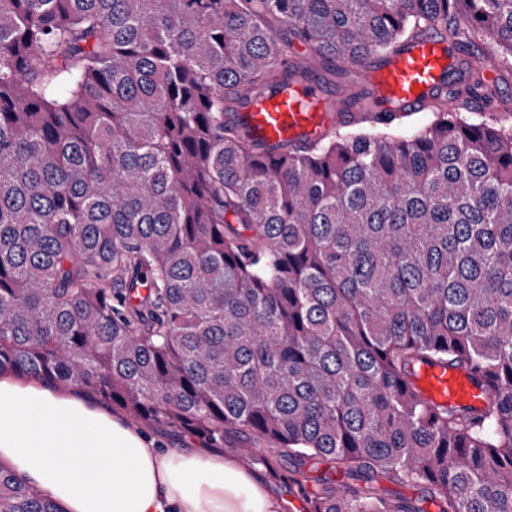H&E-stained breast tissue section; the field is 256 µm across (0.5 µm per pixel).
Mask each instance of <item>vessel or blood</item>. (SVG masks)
Wrapping results in <instances>:
<instances>
[{
  "mask_svg": "<svg viewBox=\"0 0 512 512\" xmlns=\"http://www.w3.org/2000/svg\"><path fill=\"white\" fill-rule=\"evenodd\" d=\"M454 61L447 44L433 36L409 42L378 64L367 65L371 100L382 112L420 109L434 96L444 94ZM354 117L353 108L321 85L292 82L254 100L244 111L226 113L224 121L246 124L252 138L275 146L317 139ZM410 382L422 399L435 406L478 409L483 405L484 388L458 367L423 363L413 371Z\"/></svg>",
  "mask_w": 512,
  "mask_h": 512,
  "instance_id": "b4317fda",
  "label": "vessel or blood"
}]
</instances>
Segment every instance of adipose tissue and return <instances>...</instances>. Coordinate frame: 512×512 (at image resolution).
<instances>
[{
    "label": "adipose tissue",
    "instance_id": "ef3b65f1",
    "mask_svg": "<svg viewBox=\"0 0 512 512\" xmlns=\"http://www.w3.org/2000/svg\"><path fill=\"white\" fill-rule=\"evenodd\" d=\"M0 466L62 512H280L261 477L208 448H160L75 389L0 376Z\"/></svg>",
    "mask_w": 512,
    "mask_h": 512
}]
</instances>
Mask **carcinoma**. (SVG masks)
<instances>
[{"mask_svg":"<svg viewBox=\"0 0 512 512\" xmlns=\"http://www.w3.org/2000/svg\"><path fill=\"white\" fill-rule=\"evenodd\" d=\"M430 30L512 77V0H0V374L252 436L307 512H420L382 480L512 512L509 103L452 70L422 111L300 149L224 125ZM297 42L313 65L282 67ZM420 362L483 407L426 403ZM0 512L61 510L0 468ZM410 382L422 399L433 406H483L485 389L476 385L470 374L458 367L421 363L412 373Z\"/></svg>","mask_w":512,"mask_h":512,"instance_id":"obj_1","label":"carcinoma"}]
</instances>
